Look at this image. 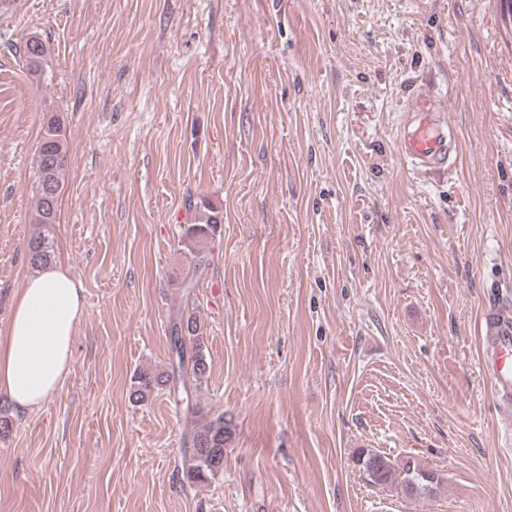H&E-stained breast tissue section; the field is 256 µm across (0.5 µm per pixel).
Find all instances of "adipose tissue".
Instances as JSON below:
<instances>
[{"label":"adipose tissue","mask_w":512,"mask_h":512,"mask_svg":"<svg viewBox=\"0 0 512 512\" xmlns=\"http://www.w3.org/2000/svg\"><path fill=\"white\" fill-rule=\"evenodd\" d=\"M83 310V287L60 263L37 270L15 295L9 327L0 335V392L17 412H29L57 391Z\"/></svg>","instance_id":"obj_1"}]
</instances>
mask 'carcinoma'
<instances>
[{
  "label": "carcinoma",
  "mask_w": 512,
  "mask_h": 512,
  "mask_svg": "<svg viewBox=\"0 0 512 512\" xmlns=\"http://www.w3.org/2000/svg\"><path fill=\"white\" fill-rule=\"evenodd\" d=\"M47 54L46 42L39 37H30L23 45V56L34 75L41 71ZM67 168L65 135L59 117L52 115L44 122L36 157L34 223L40 229L29 239L26 247V257L33 269L42 268L54 260V225L58 223V204ZM220 235V212L211 206L204 207L194 223L185 225L180 244L185 253L192 256L194 265L192 272L181 279L182 287H194L197 272L206 264V248ZM172 332V355L178 372L191 378L194 384H202L209 370L204 353L203 326L191 313L181 316L173 324ZM173 378L174 375L167 372L152 374L141 371L132 381L130 397L137 402L145 401ZM186 410L197 418V423L187 438L184 474L191 482H207L224 472V448L232 438L234 424L223 413L213 418L205 417L191 402L187 403ZM353 461L368 484L385 488L406 501L430 498L443 486V478L439 474L411 458L398 462L378 450L359 448L353 455Z\"/></svg>",
  "instance_id": "cac0c4a2"
}]
</instances>
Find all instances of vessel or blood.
Masks as SVG:
<instances>
[{
  "instance_id": "b4317fda",
  "label": "vessel or blood",
  "mask_w": 512,
  "mask_h": 512,
  "mask_svg": "<svg viewBox=\"0 0 512 512\" xmlns=\"http://www.w3.org/2000/svg\"><path fill=\"white\" fill-rule=\"evenodd\" d=\"M406 165L422 172L447 173L456 151L450 130L445 129L438 104L426 95L412 98L400 137ZM483 373L494 380L497 404L512 415V311L490 307L483 321L480 358Z\"/></svg>"
}]
</instances>
